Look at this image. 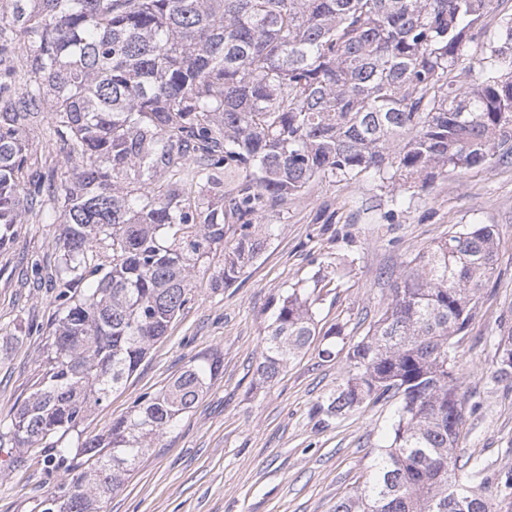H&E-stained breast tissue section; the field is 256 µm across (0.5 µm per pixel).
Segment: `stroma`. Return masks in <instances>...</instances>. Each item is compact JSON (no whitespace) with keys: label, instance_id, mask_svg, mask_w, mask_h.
Masks as SVG:
<instances>
[{"label":"stroma","instance_id":"stroma-1","mask_svg":"<svg viewBox=\"0 0 512 512\" xmlns=\"http://www.w3.org/2000/svg\"><path fill=\"white\" fill-rule=\"evenodd\" d=\"M392 195L372 178L313 183L265 216L276 235L233 287L215 290L199 280L167 335L92 413L85 432L104 433L135 399L159 391L196 357L219 354L223 367L103 512H335L364 487L397 403H367L323 421L317 407L351 365L342 353L322 357V334L337 325L347 343L359 341L390 302L406 262L474 224L493 226L497 261L458 349L466 399L460 446L489 478L512 469V381L492 377L497 341L512 334V165L452 171L427 191H402L397 203ZM56 235V225L36 220L0 251V419L33 391L46 356L55 291L33 266L54 257ZM318 272L328 281L317 302L318 337L273 381H262L257 367L273 301L311 287ZM58 481L43 462L15 465L0 448V512H31Z\"/></svg>","mask_w":512,"mask_h":512}]
</instances>
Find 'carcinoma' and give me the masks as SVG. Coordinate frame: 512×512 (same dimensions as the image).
<instances>
[{
    "label": "carcinoma",
    "instance_id": "obj_1",
    "mask_svg": "<svg viewBox=\"0 0 512 512\" xmlns=\"http://www.w3.org/2000/svg\"><path fill=\"white\" fill-rule=\"evenodd\" d=\"M495 0H0V250L59 214L51 342L0 448L60 475L34 512H101L222 361L192 362L83 436L192 300L224 248L233 286L277 227L256 221L316 181L377 177L429 189L448 168L512 160V16ZM59 145L31 170L29 132ZM239 234L229 245L226 228ZM493 226L418 252L347 352L351 375L318 411L397 399L364 488L336 512H490L484 468L459 448L457 344L495 270ZM315 289L273 304L260 378L316 336ZM512 376V336L497 347Z\"/></svg>",
    "mask_w": 512,
    "mask_h": 512
}]
</instances>
